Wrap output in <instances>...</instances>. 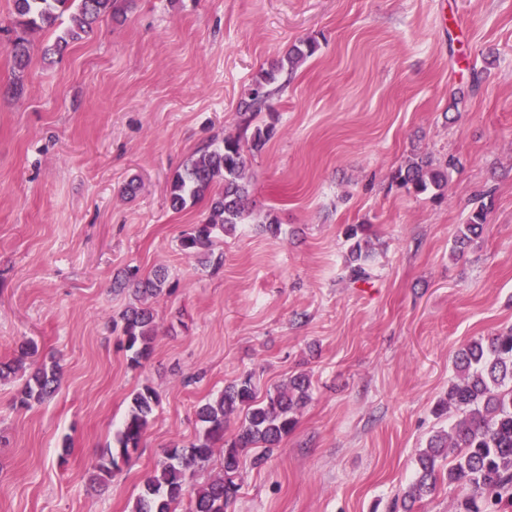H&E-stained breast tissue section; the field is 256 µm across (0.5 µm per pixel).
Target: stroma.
Returning a JSON list of instances; mask_svg holds the SVG:
<instances>
[{
	"instance_id": "obj_1",
	"label": "stroma",
	"mask_w": 512,
	"mask_h": 512,
	"mask_svg": "<svg viewBox=\"0 0 512 512\" xmlns=\"http://www.w3.org/2000/svg\"><path fill=\"white\" fill-rule=\"evenodd\" d=\"M12 21L0 0V362L34 341L60 387L23 408L22 377L0 381V512H130L164 450L201 433L199 405L300 372L310 402L270 455L243 454L228 512H404L420 450L456 418L434 408L458 349L512 326V0H125L54 61V32L36 34L18 98ZM307 39L271 86L276 133L221 266L186 256L209 204L172 210L170 179L238 133L253 77ZM421 156L448 165L443 198L391 185ZM483 192L485 229L457 251ZM349 224L371 227L365 281ZM159 268L134 366L112 324L136 298L113 282ZM146 385L160 403L138 451L95 484ZM318 49V44L314 40H306L299 45H294L285 59L280 60L276 69L280 70L284 68L285 62L291 69L294 68L298 63L304 61L306 58L311 57L315 54ZM285 61V62H284Z\"/></svg>"
}]
</instances>
